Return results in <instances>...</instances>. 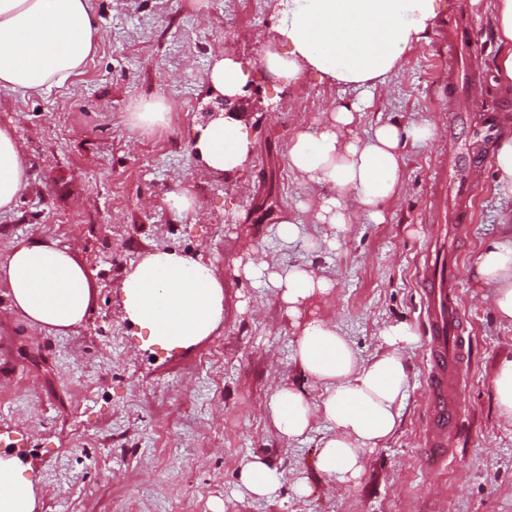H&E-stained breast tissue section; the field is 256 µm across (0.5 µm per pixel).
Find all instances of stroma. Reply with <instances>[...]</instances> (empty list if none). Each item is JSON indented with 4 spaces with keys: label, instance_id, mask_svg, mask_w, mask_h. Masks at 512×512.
I'll return each mask as SVG.
<instances>
[{
    "label": "stroma",
    "instance_id": "35a3bbf8",
    "mask_svg": "<svg viewBox=\"0 0 512 512\" xmlns=\"http://www.w3.org/2000/svg\"><path fill=\"white\" fill-rule=\"evenodd\" d=\"M277 0H92L102 39L66 85L33 93L0 87V126L24 144L29 186L0 214V261L39 235L71 248L90 274L87 322L58 333L17 315L0 287V452L31 463L39 512H512V421L496 407L492 377L512 358V323L479 301L478 257L507 227L512 205L494 191L491 164L476 173L475 220L458 230L460 304L471 324L464 408L448 467L421 470L427 422V328L416 286L423 255L442 240L456 186L433 207V179L469 135L448 110V19L477 30L482 113L512 131V91L495 77L499 52L492 0H439L435 25L412 46L387 89L376 92L353 132L384 122L435 127L424 148L404 152L405 190L386 203L384 223L357 214L336 248L312 221L316 200L288 165V142L326 121V105L354 98L310 75L285 87L263 66ZM231 53L248 78L239 95L254 150L235 174L205 173L194 148L211 103L207 75L216 51ZM162 99V123L132 128L138 104ZM184 189L201 211L178 216L166 201ZM290 211L305 238L284 246L276 217ZM202 259L224 283V322L198 344L169 352L147 344L121 319L125 273L155 248ZM259 256L271 267L303 264L332 278L336 296L317 313L336 323L358 356L383 348L381 332L404 322L417 334L408 354L400 421L364 459L357 485L315 467L325 425L286 441L263 415L275 384L306 386L294 357L301 327L273 289L247 278ZM267 458L283 475L276 498L249 496L243 464ZM305 480L308 495L294 490Z\"/></svg>",
    "mask_w": 512,
    "mask_h": 512
}]
</instances>
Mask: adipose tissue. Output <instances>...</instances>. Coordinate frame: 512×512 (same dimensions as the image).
Listing matches in <instances>:
<instances>
[{
    "label": "adipose tissue",
    "mask_w": 512,
    "mask_h": 512,
    "mask_svg": "<svg viewBox=\"0 0 512 512\" xmlns=\"http://www.w3.org/2000/svg\"><path fill=\"white\" fill-rule=\"evenodd\" d=\"M437 15V0H286L277 12L275 40L288 49L265 52L271 74L287 86L315 74L362 92L351 103L329 104L331 124L300 132L288 145L290 167L316 198L315 223L340 234L357 211L383 221L384 204L404 183L403 150L433 140L431 124L413 121L380 124L364 139L349 129ZM492 19L500 46L495 73L512 86V0H493ZM100 36L90 0H0V87L38 91L64 85L85 66ZM246 80L236 58L216 53L208 75L215 94L237 96ZM195 149L210 172L229 175L244 163L253 142L245 124L229 116L199 127ZM28 185L24 149L12 130L0 128V213L12 211ZM244 272L268 283L289 317L302 318L298 367L326 389L314 403L303 386H276L267 418L288 440L324 423L328 434L317 452V470L341 484L356 482L365 452L382 446L398 425L408 382L406 352L417 341L415 332L402 322L388 326L382 332L384 351L371 361L360 360L334 323L305 314L315 302L332 298L331 278L301 265L273 271L259 257L249 260ZM476 280L483 300L512 323V233L482 250ZM0 283L15 310L42 329H75L93 309L94 290L84 265L69 248L40 236L14 245L0 262ZM121 292L124 318L166 350L197 344L224 320V285L211 267L166 248L154 249L131 267ZM240 481L256 498L271 500L282 474L256 455L242 468ZM36 509L27 466L0 454V512Z\"/></svg>",
    "instance_id": "obj_1"
}]
</instances>
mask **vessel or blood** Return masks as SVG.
Segmentation results:
<instances>
[{
    "mask_svg": "<svg viewBox=\"0 0 512 512\" xmlns=\"http://www.w3.org/2000/svg\"><path fill=\"white\" fill-rule=\"evenodd\" d=\"M474 26L468 20L454 17L448 21V109L456 111L459 99H467L470 110L480 103L471 94L477 75L467 66L472 54ZM498 132L497 126H486L481 138L482 149L454 157L448 163V176L457 185V196L451 218L454 223L467 224L472 219L474 184L470 174L483 161L484 150L490 149ZM459 263L455 254H429L419 275L424 295V313L429 324L430 368L426 388L430 405V426L420 456L422 466L429 470L443 468L448 460V438L460 416L458 400L448 394L457 390L456 380L467 359L469 338L464 318L456 305Z\"/></svg>",
    "mask_w": 512,
    "mask_h": 512,
    "instance_id": "obj_1",
    "label": "vessel or blood"
}]
</instances>
